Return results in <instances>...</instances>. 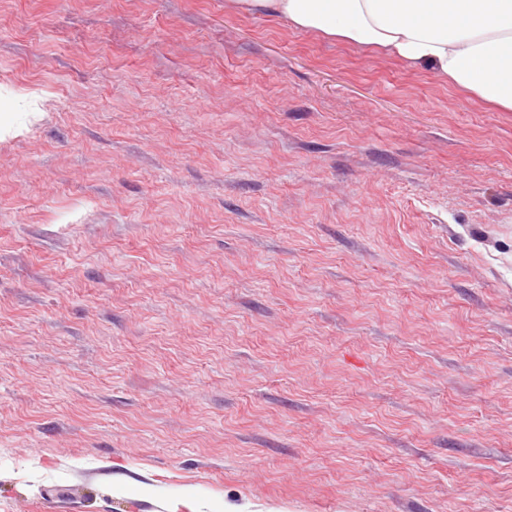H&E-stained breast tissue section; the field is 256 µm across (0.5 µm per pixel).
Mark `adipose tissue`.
Returning <instances> with one entry per match:
<instances>
[{
	"mask_svg": "<svg viewBox=\"0 0 512 512\" xmlns=\"http://www.w3.org/2000/svg\"><path fill=\"white\" fill-rule=\"evenodd\" d=\"M304 30L368 46L512 112V0H228Z\"/></svg>",
	"mask_w": 512,
	"mask_h": 512,
	"instance_id": "obj_1",
	"label": "adipose tissue"
}]
</instances>
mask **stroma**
Listing matches in <instances>:
<instances>
[{"mask_svg":"<svg viewBox=\"0 0 512 512\" xmlns=\"http://www.w3.org/2000/svg\"><path fill=\"white\" fill-rule=\"evenodd\" d=\"M0 512H512V112L226 0H0Z\"/></svg>","mask_w":512,"mask_h":512,"instance_id":"obj_1","label":"stroma"}]
</instances>
